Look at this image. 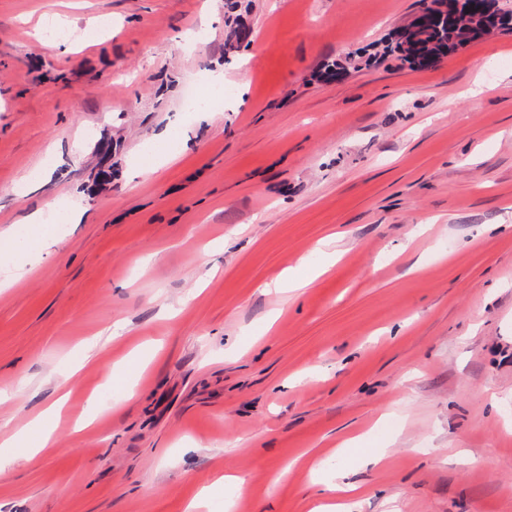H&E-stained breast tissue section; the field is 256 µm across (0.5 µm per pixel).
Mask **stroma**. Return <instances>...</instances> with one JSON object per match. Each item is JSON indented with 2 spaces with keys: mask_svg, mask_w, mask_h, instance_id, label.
Instances as JSON below:
<instances>
[{
  "mask_svg": "<svg viewBox=\"0 0 512 512\" xmlns=\"http://www.w3.org/2000/svg\"><path fill=\"white\" fill-rule=\"evenodd\" d=\"M244 3L229 51L224 0H0V231L84 209L0 287V440L70 391L38 461L0 447V512H187L224 474L245 489L207 512H310L340 479L351 512H512V32L370 64L420 0ZM287 272L299 298L264 293ZM148 338L130 399L103 371Z\"/></svg>",
  "mask_w": 512,
  "mask_h": 512,
  "instance_id": "stroma-1",
  "label": "stroma"
}]
</instances>
